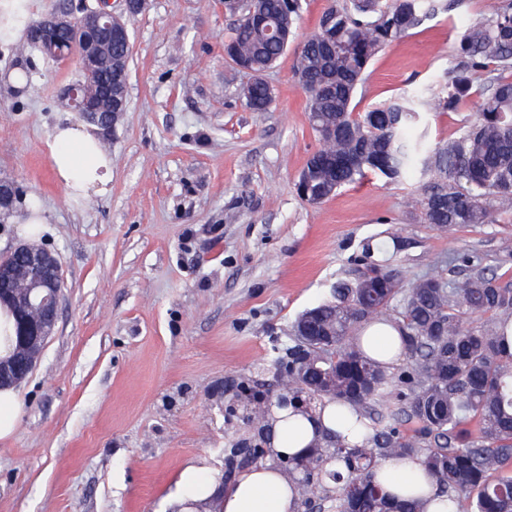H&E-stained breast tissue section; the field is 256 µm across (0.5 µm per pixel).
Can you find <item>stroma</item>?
Masks as SVG:
<instances>
[{"instance_id":"35a3bbf8","label":"stroma","mask_w":512,"mask_h":512,"mask_svg":"<svg viewBox=\"0 0 512 512\" xmlns=\"http://www.w3.org/2000/svg\"><path fill=\"white\" fill-rule=\"evenodd\" d=\"M489 3L438 9L379 52L358 110L440 90ZM127 22L129 96L100 139L112 159L103 196H69L51 164L55 126L79 121L64 97L75 63L0 39V180L39 204V241L63 277L55 331L18 386L25 413L0 442V512H167L186 464L218 477L248 468L237 450L264 425L250 396L283 392L293 324L372 265L407 288L427 278L452 288L479 269L512 287V207L448 234L412 212L413 177L369 173L323 203L298 197L320 143L296 45L267 75L269 111L253 112L246 75L224 55L235 25L224 0H144ZM475 110L468 100L426 116L430 141L461 136ZM411 364L390 365L379 402L404 433Z\"/></svg>"}]
</instances>
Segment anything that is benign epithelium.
<instances>
[{
  "label": "benign epithelium",
  "mask_w": 512,
  "mask_h": 512,
  "mask_svg": "<svg viewBox=\"0 0 512 512\" xmlns=\"http://www.w3.org/2000/svg\"><path fill=\"white\" fill-rule=\"evenodd\" d=\"M32 40L46 57L76 62L81 79L67 88V99L83 121L102 132L110 131L126 111L128 94V80L123 77L125 60L114 55L112 48L130 46L127 24L112 11L111 0H98V7L86 8L80 16L67 7L46 14L32 28ZM17 199H23L17 187L0 184L1 213L11 211ZM22 257L31 263L28 288L39 304L42 317L37 320L21 317L19 336L25 344L42 351L57 321L62 268L51 251L24 243L7 260H0L1 288L11 280L12 263ZM300 331L310 342H326L333 336L326 329L312 333L309 317L300 323ZM35 365L36 358L17 356L8 365L0 364V381L25 377Z\"/></svg>",
  "instance_id": "obj_1"
}]
</instances>
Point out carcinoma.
<instances>
[{
	"label": "carcinoma",
	"instance_id": "carcinoma-1",
	"mask_svg": "<svg viewBox=\"0 0 512 512\" xmlns=\"http://www.w3.org/2000/svg\"><path fill=\"white\" fill-rule=\"evenodd\" d=\"M224 9L237 17L228 58L247 69L241 95L251 111L265 112L273 100L266 75L285 49L254 26L250 14L261 11L291 41L301 0H239ZM433 10L428 0H331L304 40L295 75L321 142L299 177L305 201L313 193L326 201L369 172L400 183L416 171L421 219L441 231L488 224L512 204V0H492L487 17L466 29L455 75L439 92L399 95L355 111L371 60ZM475 75L485 77L475 123L458 138L428 145L418 132L421 115L455 110L471 95ZM334 296L306 311L336 331L333 343L301 339L288 348L290 358L306 349L318 359L309 377L288 376V404L346 406L370 420L365 430L373 447L349 445L326 431V447L312 448L320 470L302 482V505L311 508L308 492L325 475L336 482L331 512H423L422 500L391 496L376 479L380 460L398 456L419 458L448 499L470 501L472 512H512V354L504 349L512 330V288L479 273L454 288L430 278L405 289L393 270L372 266L337 282ZM397 297L403 352L415 360L403 413L417 428L405 435L372 420L371 406L390 375L352 335L361 323L384 320ZM488 313L499 318L493 329L463 322L465 315ZM336 463L340 468H332Z\"/></svg>",
	"mask_w": 512,
	"mask_h": 512
}]
</instances>
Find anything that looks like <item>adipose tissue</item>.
Wrapping results in <instances>:
<instances>
[{"label":"adipose tissue","mask_w":512,"mask_h":512,"mask_svg":"<svg viewBox=\"0 0 512 512\" xmlns=\"http://www.w3.org/2000/svg\"><path fill=\"white\" fill-rule=\"evenodd\" d=\"M53 171L69 193L103 194L112 179V161L101 150L95 133L80 124L55 127L50 145ZM271 462L241 471L228 486L187 466L181 473L185 496L174 502L173 512H200L201 502L220 499L223 512H300L295 485L277 465L278 460L305 455L321 444L324 430L339 432L346 442L365 440L363 427L348 409L325 403L308 414L274 410L267 423ZM387 490L401 499L416 495L427 501L425 512H449L448 497L439 491L418 458L388 460L379 467Z\"/></svg>","instance_id":"1"}]
</instances>
